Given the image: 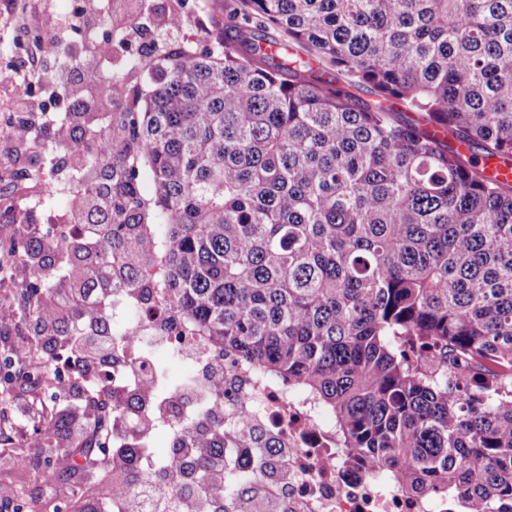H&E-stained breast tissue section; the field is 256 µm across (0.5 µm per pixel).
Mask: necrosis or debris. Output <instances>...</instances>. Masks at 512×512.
I'll return each instance as SVG.
<instances>
[{
  "label": "necrosis or debris",
  "instance_id": "4bbe7bcc",
  "mask_svg": "<svg viewBox=\"0 0 512 512\" xmlns=\"http://www.w3.org/2000/svg\"><path fill=\"white\" fill-rule=\"evenodd\" d=\"M112 317L121 325L124 349L96 383L99 389L111 391L113 401L124 402L145 375L159 369L158 353H168L190 369L188 379L159 391L162 410L149 420L137 415L113 417V447H124L128 432L144 422L151 432L162 429L168 436L177 435L187 412L182 392L207 393L214 403L213 420L243 419L254 432L278 441L288 467V483L280 485L278 475L273 474L256 488L278 487L282 512H448L447 498L407 495L344 468L329 427L317 412L254 368L214 356L206 337L172 321L161 298L132 305L115 296Z\"/></svg>",
  "mask_w": 512,
  "mask_h": 512
}]
</instances>
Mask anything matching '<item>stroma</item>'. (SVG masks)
I'll list each match as a JSON object with an SVG mask.
<instances>
[{"instance_id":"35a3bbf8","label":"stroma","mask_w":512,"mask_h":512,"mask_svg":"<svg viewBox=\"0 0 512 512\" xmlns=\"http://www.w3.org/2000/svg\"><path fill=\"white\" fill-rule=\"evenodd\" d=\"M232 3L185 0L189 31L223 29ZM92 9L91 0H0V237L9 234L17 210L30 209L38 224L57 216L56 209L39 202V184L48 176L51 158L34 141L51 138L53 119L70 107L62 84L49 82L48 77L59 70V45L79 37L78 15ZM48 14L60 21L52 32L42 25ZM20 78L31 85V99L23 109L15 105L11 93L13 82ZM22 116L31 127L32 138L26 142L15 134ZM35 398V390L22 381L0 383V512H16L22 498L29 512H45L50 499L66 492L65 485L41 478L43 451L31 445ZM19 456L27 457V466L16 465Z\"/></svg>"}]
</instances>
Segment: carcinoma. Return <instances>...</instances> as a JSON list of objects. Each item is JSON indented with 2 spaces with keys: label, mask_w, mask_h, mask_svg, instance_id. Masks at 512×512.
Masks as SVG:
<instances>
[{
  "label": "carcinoma",
  "mask_w": 512,
  "mask_h": 512,
  "mask_svg": "<svg viewBox=\"0 0 512 512\" xmlns=\"http://www.w3.org/2000/svg\"><path fill=\"white\" fill-rule=\"evenodd\" d=\"M112 0V74L55 140L72 170L69 223L17 224L0 273L30 267L32 335L120 341L112 296L152 290L231 356L333 415L339 460L460 512H512V0H236L211 49L182 0ZM273 29L277 36L263 34ZM150 174L154 192L142 191ZM158 268L150 276L146 271ZM437 349L426 373L417 352ZM50 404L57 372L19 369ZM45 426L83 448L89 416ZM255 449L244 473L227 450ZM197 512H280L253 483L275 453L203 417ZM92 453L60 472L50 512L99 499Z\"/></svg>",
  "instance_id": "1"
}]
</instances>
